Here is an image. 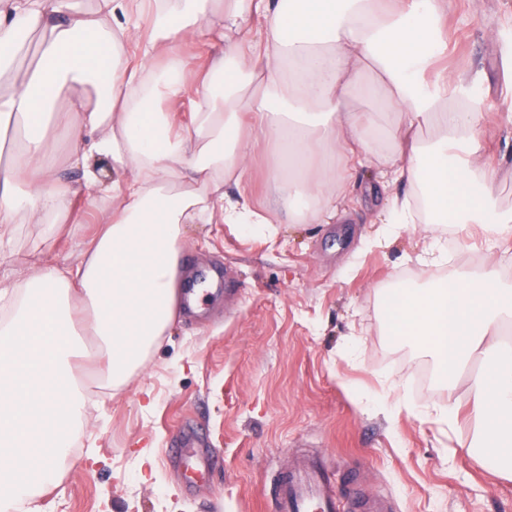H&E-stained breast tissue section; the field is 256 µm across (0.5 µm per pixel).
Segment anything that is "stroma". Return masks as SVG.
<instances>
[{
	"mask_svg": "<svg viewBox=\"0 0 512 512\" xmlns=\"http://www.w3.org/2000/svg\"><path fill=\"white\" fill-rule=\"evenodd\" d=\"M165 45L155 67L178 56L184 94L193 96L209 50L174 30ZM441 63L490 115L476 136L498 170L492 198L512 209V0H454ZM279 163L267 145L249 169L251 203L274 234L192 224L180 244L192 271L216 268L237 282L232 308L205 290L204 312L182 316L121 390L102 388L94 358L74 361L99 403L43 489L42 512H266L271 478L311 463L335 473L341 498L378 500L388 512H512V477L475 467L466 450L474 430L467 385L481 360L456 385L439 384L423 350L389 335L378 302L384 286L424 287L478 260L512 268V242L489 251L480 236L411 224L384 243L392 188L374 166L355 173L336 222L289 223L269 179ZM112 206L108 195L95 209L75 204L62 239L43 254L40 223L19 225L15 277L75 259ZM434 235L446 239L448 262L420 265ZM445 405L459 412L456 431L435 416ZM180 440L189 451L177 464L168 453ZM212 452L223 466L193 481Z\"/></svg>",
	"mask_w": 512,
	"mask_h": 512,
	"instance_id": "1",
	"label": "stroma"
}]
</instances>
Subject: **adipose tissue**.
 <instances>
[{"label": "adipose tissue", "mask_w": 512, "mask_h": 512, "mask_svg": "<svg viewBox=\"0 0 512 512\" xmlns=\"http://www.w3.org/2000/svg\"><path fill=\"white\" fill-rule=\"evenodd\" d=\"M77 4L0 0V77L27 34L45 35L39 63L0 91V142L16 125L30 130L0 167V253L21 221L47 224L51 246L74 202L97 208L93 159L111 162L119 201L75 261L25 280L0 275V512H39L35 491L55 480L85 415L88 398L72 374L85 354L76 314L90 316L105 388H122L182 314L178 246L187 225L267 227L247 192L249 160L262 144L279 149L278 205L297 223L335 218L342 156L350 168L374 164L389 184L404 186L388 199L386 238L409 224L450 222L463 231L478 225L489 248L512 239V210H498L488 189L497 172L475 162L482 146L473 129L485 115L463 80L437 65L452 0H225L220 8L214 0H96L88 17ZM146 11L213 51L186 123L155 109L160 97L181 102L178 66L157 74L152 91L137 81L163 50L158 38L138 37L134 20ZM362 66L373 84L358 86ZM80 86L100 106L79 96ZM356 89L390 112L388 125L345 110ZM244 92L260 117L253 134L233 107ZM59 100L78 118L71 160L84 168L80 184L57 178L45 139ZM315 158L322 171L312 181ZM229 180L237 190L230 202ZM175 183L186 191L169 193ZM381 302L391 334L424 350L442 381L483 357L468 389L476 429L469 456L512 474V348L497 338L512 325V286L487 269L385 290Z\"/></svg>", "instance_id": "adipose-tissue-1"}]
</instances>
